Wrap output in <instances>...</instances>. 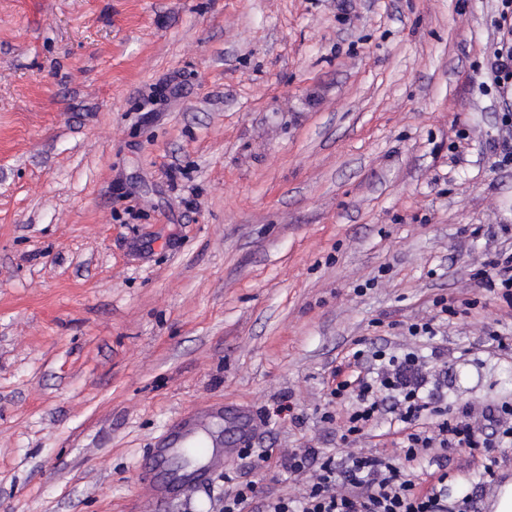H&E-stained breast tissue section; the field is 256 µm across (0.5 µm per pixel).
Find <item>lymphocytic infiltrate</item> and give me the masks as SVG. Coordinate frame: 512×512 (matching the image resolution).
<instances>
[{
  "label": "lymphocytic infiltrate",
  "mask_w": 512,
  "mask_h": 512,
  "mask_svg": "<svg viewBox=\"0 0 512 512\" xmlns=\"http://www.w3.org/2000/svg\"><path fill=\"white\" fill-rule=\"evenodd\" d=\"M500 41L493 52L490 80L497 92L512 87V0H499ZM480 287L512 307V255L495 252L478 272ZM425 363L415 353L398 356L378 349L354 351L332 371V401L347 403L339 440L345 456H322L313 448L288 451L285 466L303 484L299 498L260 491L257 481L231 478L224 512H449L446 475L428 486L407 478V463L453 447L512 446V404L485 407L490 427L477 438L471 408L448 418L426 387ZM389 415L392 450L365 452L359 441L382 415Z\"/></svg>",
  "instance_id": "f902f5d3"
}]
</instances>
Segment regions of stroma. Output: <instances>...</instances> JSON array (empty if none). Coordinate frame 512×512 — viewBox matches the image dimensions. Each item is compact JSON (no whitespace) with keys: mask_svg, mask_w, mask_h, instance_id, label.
Returning <instances> with one entry per match:
<instances>
[{"mask_svg":"<svg viewBox=\"0 0 512 512\" xmlns=\"http://www.w3.org/2000/svg\"><path fill=\"white\" fill-rule=\"evenodd\" d=\"M496 0H0V512H223L255 448L341 452L352 348L425 355L449 411L512 402V104ZM187 170L170 179L169 170ZM475 300L425 346L389 329ZM289 403L298 414H276ZM224 459L157 498L180 418ZM254 428L242 439L238 415ZM450 448L448 503L512 482ZM497 26L501 33L490 63L491 85L498 93L512 87V1L500 0ZM496 251L487 258L477 276L481 288L496 294L512 308V255Z\"/></svg>","mask_w":512,"mask_h":512,"instance_id":"stroma-1","label":"stroma"}]
</instances>
